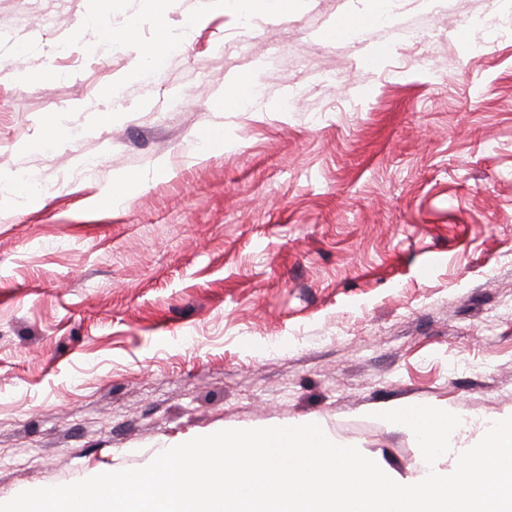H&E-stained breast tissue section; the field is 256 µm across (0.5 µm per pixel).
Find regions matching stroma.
<instances>
[{
	"label": "stroma",
	"mask_w": 512,
	"mask_h": 512,
	"mask_svg": "<svg viewBox=\"0 0 512 512\" xmlns=\"http://www.w3.org/2000/svg\"><path fill=\"white\" fill-rule=\"evenodd\" d=\"M370 7L247 27L232 0H0V176L42 185L0 208L1 501L310 419L413 481L379 410L512 415V32L462 42L481 0H420L327 37ZM103 13L142 49L198 22L141 80L102 55ZM231 79L262 102L225 111Z\"/></svg>",
	"instance_id": "obj_1"
}]
</instances>
